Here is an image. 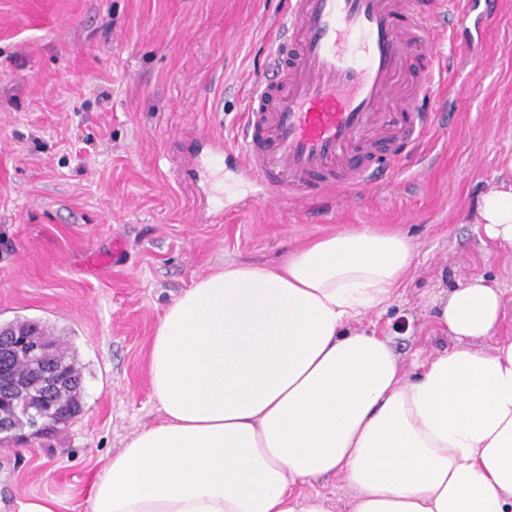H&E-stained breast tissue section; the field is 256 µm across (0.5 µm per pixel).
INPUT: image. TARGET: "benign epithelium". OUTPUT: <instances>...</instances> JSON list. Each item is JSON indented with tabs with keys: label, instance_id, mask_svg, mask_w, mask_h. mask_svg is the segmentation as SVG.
<instances>
[{
	"label": "benign epithelium",
	"instance_id": "obj_1",
	"mask_svg": "<svg viewBox=\"0 0 512 512\" xmlns=\"http://www.w3.org/2000/svg\"><path fill=\"white\" fill-rule=\"evenodd\" d=\"M73 385L56 348L33 329L14 326L0 339V435L28 426L49 431L64 423L57 394Z\"/></svg>",
	"mask_w": 512,
	"mask_h": 512
}]
</instances>
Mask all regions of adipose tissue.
I'll use <instances>...</instances> for the list:
<instances>
[{
	"mask_svg": "<svg viewBox=\"0 0 512 512\" xmlns=\"http://www.w3.org/2000/svg\"><path fill=\"white\" fill-rule=\"evenodd\" d=\"M475 222L512 246V184ZM414 256L406 233L365 226L193 282L152 335L161 417L97 473L89 512H333L299 490L332 475L349 512H512V340L482 345L502 290L474 278L440 298L452 344L412 375L353 328Z\"/></svg>",
	"mask_w": 512,
	"mask_h": 512,
	"instance_id": "adipose-tissue-1",
	"label": "adipose tissue"
}]
</instances>
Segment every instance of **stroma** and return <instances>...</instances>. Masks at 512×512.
I'll list each match as a JSON object with an SVG mask.
<instances>
[{
	"instance_id": "stroma-1",
	"label": "stroma",
	"mask_w": 512,
	"mask_h": 512,
	"mask_svg": "<svg viewBox=\"0 0 512 512\" xmlns=\"http://www.w3.org/2000/svg\"><path fill=\"white\" fill-rule=\"evenodd\" d=\"M285 0H0V324L53 329L76 358L82 411L0 447V512L58 500L88 512L96 473L157 421L148 351L167 305L228 262L274 265L308 239L366 224L407 232L414 264L359 323L404 365L450 346L435 297L481 277L501 288L495 330L512 338V247L474 222L481 195L512 182V0L476 29L434 23L436 113L427 165L409 162L375 200L317 198L274 214L239 181L213 223L193 159L233 135ZM120 262L103 264L114 243Z\"/></svg>"
}]
</instances>
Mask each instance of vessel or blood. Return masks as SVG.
I'll return each instance as SVG.
<instances>
[{
    "label": "vessel or blood",
    "mask_w": 512,
    "mask_h": 512,
    "mask_svg": "<svg viewBox=\"0 0 512 512\" xmlns=\"http://www.w3.org/2000/svg\"><path fill=\"white\" fill-rule=\"evenodd\" d=\"M431 20L419 0H288L274 79L254 87L239 134L212 138L214 155H234L276 211L345 206L425 158L434 68L409 52L432 47Z\"/></svg>",
    "instance_id": "vessel-or-blood-1"
}]
</instances>
